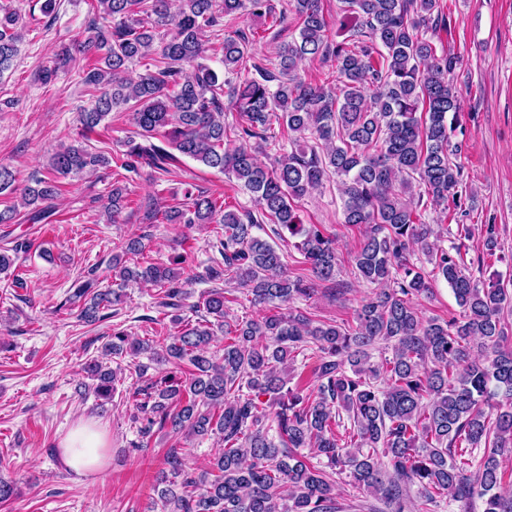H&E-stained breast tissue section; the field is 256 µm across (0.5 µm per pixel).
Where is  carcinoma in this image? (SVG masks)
Masks as SVG:
<instances>
[{
  "label": "carcinoma",
  "mask_w": 512,
  "mask_h": 512,
  "mask_svg": "<svg viewBox=\"0 0 512 512\" xmlns=\"http://www.w3.org/2000/svg\"><path fill=\"white\" fill-rule=\"evenodd\" d=\"M178 2L172 15L168 0H88L87 36L77 53L59 55L46 78L81 55L79 76L91 92L90 106L79 112L84 131L121 109L131 112L136 132L117 159L85 142L52 153L45 176H31L18 204L0 210V224L17 223L20 206L37 224L49 217L57 180L113 165L160 175L177 153L234 176L253 195L254 213L227 210L204 191L188 193L185 209L147 212L149 221L161 213L188 229L218 226L223 264L197 277L161 263L127 264L123 256L142 251L141 239L132 237L112 255L117 287L103 288L94 276L74 284L72 297L90 296L81 309L87 323L103 319L134 282L160 290L159 306L171 310L178 328L159 342L113 326L105 355L116 366L94 359L84 367L97 395L114 393L120 359L146 353L185 378L146 379V366H138L133 422L140 435L157 428L224 442L199 471L170 449L154 487L160 512H341V476L389 512H408L413 496L418 512H437L447 499H478L483 512H512V485L503 484L501 471L512 454V344L505 334L512 290L475 276L495 255L494 229L484 228L483 255L467 264L461 247H444L441 229L424 223L420 211L427 201L448 213L462 182L448 125V114L460 112L448 79L459 58L426 38L447 26L443 0H344L350 38L335 43L328 41L322 0H287L281 13L272 0ZM244 12L273 26L289 12L298 35L279 45L274 72L256 62L246 30L225 33L221 80L206 64L210 46L202 32ZM20 20L17 10L0 6V77L18 53ZM153 54L154 68L128 77L132 65ZM327 55L336 62V87L299 77L301 61ZM227 105L239 114L231 149L224 146ZM275 122L286 127L291 150L267 166L257 154L270 146ZM331 179L344 223L361 234L352 263L373 287L351 324H316L294 307L311 299L315 282L336 281L334 240L322 225L302 223L295 209V201ZM127 196L126 185L112 184L109 222ZM264 224L281 240L285 231L300 238L295 247L310 276L288 274L283 251L255 234ZM22 247L0 249V275ZM417 252L450 286L459 316H421L417 300L432 288L413 260ZM195 278L237 281L264 312L232 323L224 289L212 288L190 306L205 312L192 322L182 311ZM219 331L224 348L216 362L211 345ZM378 344L392 348V356L374 360ZM311 349L313 383L305 387L291 369Z\"/></svg>",
  "instance_id": "obj_1"
}]
</instances>
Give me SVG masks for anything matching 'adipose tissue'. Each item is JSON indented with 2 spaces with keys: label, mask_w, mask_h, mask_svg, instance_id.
<instances>
[{
  "label": "adipose tissue",
  "mask_w": 512,
  "mask_h": 512,
  "mask_svg": "<svg viewBox=\"0 0 512 512\" xmlns=\"http://www.w3.org/2000/svg\"><path fill=\"white\" fill-rule=\"evenodd\" d=\"M105 446V438L94 422L80 421L60 443L62 462L69 470L80 475L99 477L107 468Z\"/></svg>",
  "instance_id": "adipose-tissue-1"
}]
</instances>
